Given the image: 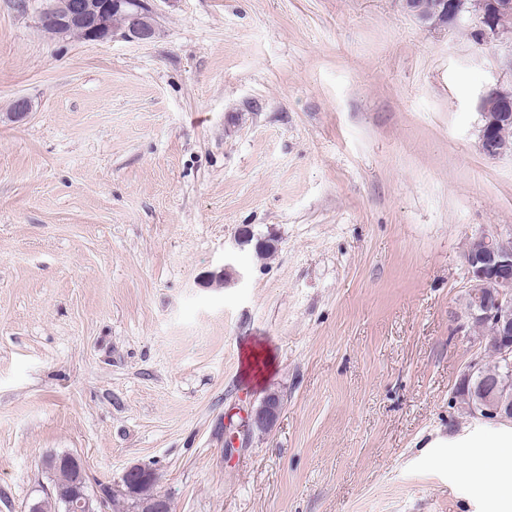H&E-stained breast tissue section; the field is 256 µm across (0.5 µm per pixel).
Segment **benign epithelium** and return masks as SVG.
<instances>
[{
  "instance_id": "7a95c632",
  "label": "benign epithelium",
  "mask_w": 512,
  "mask_h": 512,
  "mask_svg": "<svg viewBox=\"0 0 512 512\" xmlns=\"http://www.w3.org/2000/svg\"><path fill=\"white\" fill-rule=\"evenodd\" d=\"M402 9L430 29L446 28L458 24L472 13V8L451 0L448 8L432 17L423 14L416 0H400ZM489 8L475 14V32L481 42L512 36V27L501 19L509 3L488 0ZM124 17L125 23L116 27L112 15ZM42 29L58 37H67L73 31L83 32L88 41L104 42L120 34L124 38L148 41L155 37V13L151 0H53L39 15ZM499 93V87L485 91L479 102L481 126L479 144L481 152L489 158L512 156V145L498 142L492 136L494 125L501 119L512 121V112L505 110L496 115L485 107ZM468 274L466 317L468 323H490L496 330L500 346L502 369L492 378L481 370L480 359H472L460 375L457 385L470 397L474 417L479 420H512V237L481 234L472 238L463 255ZM281 407L275 393L265 397L258 424L268 429L276 421ZM45 468L51 473L66 472L69 479L58 487L65 512H98L101 502L92 496L85 481L79 458L70 453L46 457ZM154 472L135 464L128 467L120 480L112 484V493L131 502L133 512H171L167 499L160 495L143 497L140 489L151 482Z\"/></svg>"
}]
</instances>
